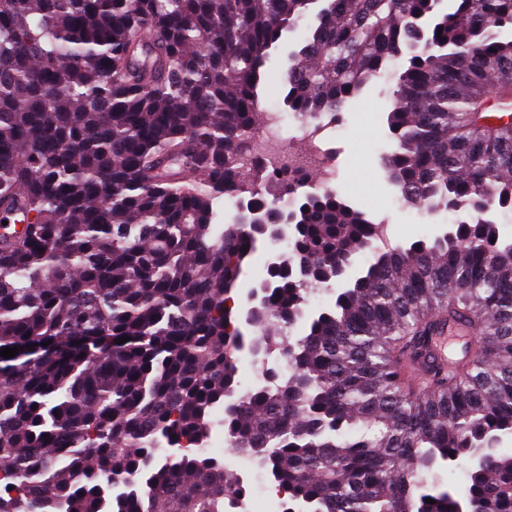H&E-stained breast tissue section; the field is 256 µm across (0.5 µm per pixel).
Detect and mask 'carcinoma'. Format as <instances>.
<instances>
[{
	"mask_svg": "<svg viewBox=\"0 0 512 512\" xmlns=\"http://www.w3.org/2000/svg\"><path fill=\"white\" fill-rule=\"evenodd\" d=\"M443 2L0 0V214L25 217L0 236V512H227L217 424L283 512H512V241L485 213L512 212V0ZM312 10L288 111L334 120L400 63L382 164L455 220L373 252L295 336L379 231L334 192L269 204L236 165ZM226 195L295 216L250 339L234 292L258 234L222 223ZM452 328L476 344L448 362ZM436 465L462 497L428 486ZM425 477L429 485H435L440 489H448L453 494L464 492L467 484L466 477L461 470H456L450 474L446 467L441 466H437L430 473H426Z\"/></svg>",
	"mask_w": 512,
	"mask_h": 512,
	"instance_id": "carcinoma-1",
	"label": "carcinoma"
}]
</instances>
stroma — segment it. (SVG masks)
I'll use <instances>...</instances> for the list:
<instances>
[{
  "instance_id": "35a3bbf8",
  "label": "stroma",
  "mask_w": 512,
  "mask_h": 512,
  "mask_svg": "<svg viewBox=\"0 0 512 512\" xmlns=\"http://www.w3.org/2000/svg\"><path fill=\"white\" fill-rule=\"evenodd\" d=\"M394 83L385 76L369 85L336 120L338 176L332 188L373 220H386L393 245L404 246L448 229L453 217L408 205L383 170L381 157L392 148L388 136L385 91Z\"/></svg>"
}]
</instances>
